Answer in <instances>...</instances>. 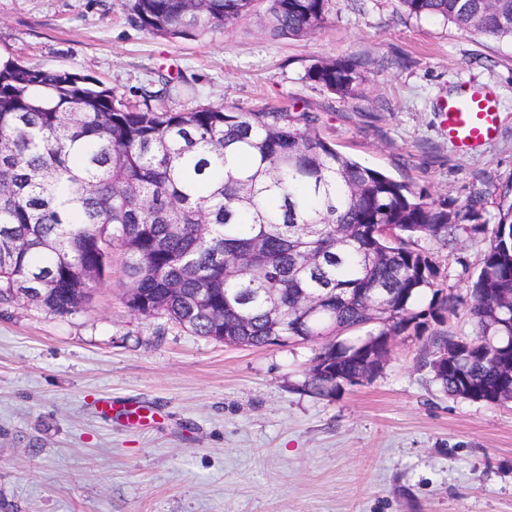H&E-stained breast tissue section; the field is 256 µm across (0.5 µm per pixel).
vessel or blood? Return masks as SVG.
<instances>
[{
	"mask_svg": "<svg viewBox=\"0 0 512 512\" xmlns=\"http://www.w3.org/2000/svg\"><path fill=\"white\" fill-rule=\"evenodd\" d=\"M442 117L449 140L465 153L490 144L500 125V107L484 87L462 85L459 92L443 105Z\"/></svg>",
	"mask_w": 512,
	"mask_h": 512,
	"instance_id": "1",
	"label": "vessel or blood"
}]
</instances>
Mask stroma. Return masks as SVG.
I'll return each instance as SVG.
<instances>
[{"label": "stroma", "instance_id": "35a3bbf8", "mask_svg": "<svg viewBox=\"0 0 512 512\" xmlns=\"http://www.w3.org/2000/svg\"><path fill=\"white\" fill-rule=\"evenodd\" d=\"M130 0H0V55L101 81L135 103L157 72L180 75L179 110L297 104L363 165L434 199L475 193L495 214L512 185V39L409 15L399 0H332L307 38L273 36L266 0L199 40L138 28ZM352 56L342 96L305 81ZM497 95L496 140L458 152L440 105L465 81ZM456 315L399 337L375 378L321 398L303 388L317 344L247 348L195 335L126 304L121 252L81 310L0 305V512H512V402L448 396L420 366L437 335L472 338L465 289L488 247L459 233L422 241ZM142 406L140 427L97 401Z\"/></svg>", "mask_w": 512, "mask_h": 512}]
</instances>
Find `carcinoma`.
Segmentation results:
<instances>
[{
	"label": "carcinoma",
	"instance_id": "obj_1",
	"mask_svg": "<svg viewBox=\"0 0 512 512\" xmlns=\"http://www.w3.org/2000/svg\"><path fill=\"white\" fill-rule=\"evenodd\" d=\"M255 0H131L150 34L196 40L248 15ZM273 34L322 29L331 0H268ZM416 17L512 38V0H401ZM348 56L311 64L304 79L346 95L361 78ZM190 93L160 73L126 104L67 71L0 57V304L38 288L34 306L83 307L125 255L123 274L141 317L164 315L226 345L265 347L280 336L320 344L304 387L331 398L342 380H370V353L389 336H421L457 310L419 241L452 244L467 222L490 246L468 283L477 337L444 335L422 366L446 393L512 399V187L488 224L482 199L460 207L338 151L306 109L233 112L167 103ZM261 241L262 255L254 251ZM239 268L227 276L224 265ZM211 289L210 312L192 306ZM309 297L321 311L301 320ZM363 332L368 341L341 340Z\"/></svg>",
	"mask_w": 512,
	"mask_h": 512
}]
</instances>
